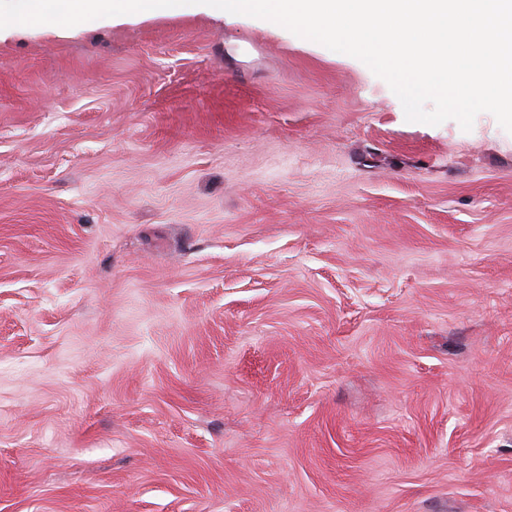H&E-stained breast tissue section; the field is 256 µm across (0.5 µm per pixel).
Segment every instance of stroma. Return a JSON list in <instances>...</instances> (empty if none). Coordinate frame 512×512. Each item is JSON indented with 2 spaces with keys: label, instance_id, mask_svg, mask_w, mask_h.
I'll list each match as a JSON object with an SVG mask.
<instances>
[{
  "label": "stroma",
  "instance_id": "stroma-1",
  "mask_svg": "<svg viewBox=\"0 0 512 512\" xmlns=\"http://www.w3.org/2000/svg\"><path fill=\"white\" fill-rule=\"evenodd\" d=\"M0 512H512V133L205 5L0 30Z\"/></svg>",
  "mask_w": 512,
  "mask_h": 512
}]
</instances>
